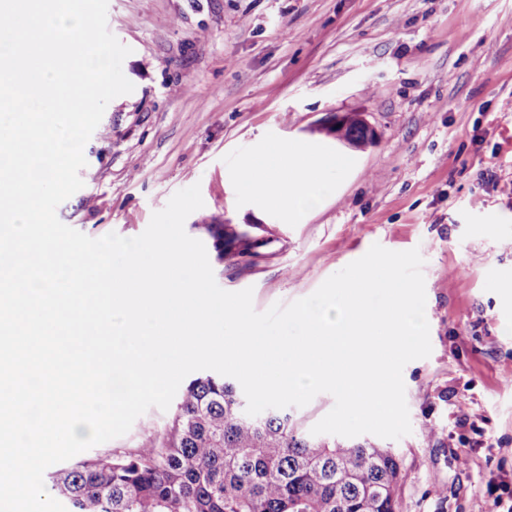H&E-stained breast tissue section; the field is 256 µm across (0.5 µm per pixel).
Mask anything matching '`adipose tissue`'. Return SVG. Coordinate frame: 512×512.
Returning <instances> with one entry per match:
<instances>
[{
  "label": "adipose tissue",
  "instance_id": "ef3b65f1",
  "mask_svg": "<svg viewBox=\"0 0 512 512\" xmlns=\"http://www.w3.org/2000/svg\"><path fill=\"white\" fill-rule=\"evenodd\" d=\"M323 168V161L312 155L284 150L267 164H246L240 179L248 191L302 219L334 190Z\"/></svg>",
  "mask_w": 512,
  "mask_h": 512
}]
</instances>
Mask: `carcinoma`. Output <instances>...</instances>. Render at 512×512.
<instances>
[{"label": "carcinoma", "instance_id": "carcinoma-1", "mask_svg": "<svg viewBox=\"0 0 512 512\" xmlns=\"http://www.w3.org/2000/svg\"><path fill=\"white\" fill-rule=\"evenodd\" d=\"M258 224H209L219 256L250 253ZM402 463L369 441L318 438L290 415L245 413L233 384L186 387L163 430L148 425L132 451H106L53 473L71 512H396Z\"/></svg>", "mask_w": 512, "mask_h": 512}]
</instances>
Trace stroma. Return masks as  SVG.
<instances>
[{
    "mask_svg": "<svg viewBox=\"0 0 512 512\" xmlns=\"http://www.w3.org/2000/svg\"><path fill=\"white\" fill-rule=\"evenodd\" d=\"M132 93L84 148L57 208L100 238L141 234L178 190L217 284L262 312L312 294L372 244L419 249L429 357L403 370L412 431L380 439L403 465L397 512H491L512 499V0H109ZM375 132L336 147L328 119ZM335 185L304 223L247 191L242 164L281 148ZM211 224L261 225L255 256L218 258ZM149 409L86 461L137 445Z\"/></svg>",
    "mask_w": 512,
    "mask_h": 512,
    "instance_id": "stroma-1",
    "label": "stroma"
}]
</instances>
